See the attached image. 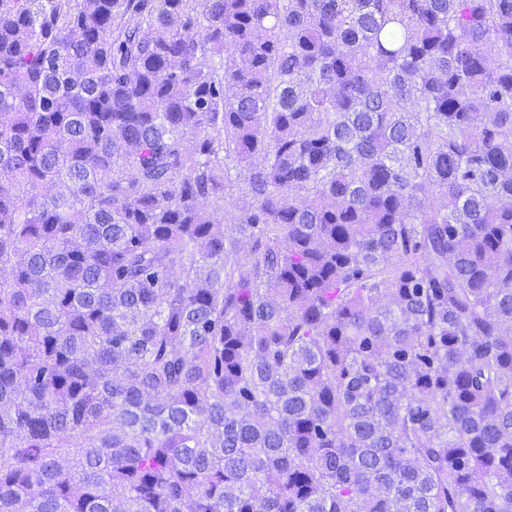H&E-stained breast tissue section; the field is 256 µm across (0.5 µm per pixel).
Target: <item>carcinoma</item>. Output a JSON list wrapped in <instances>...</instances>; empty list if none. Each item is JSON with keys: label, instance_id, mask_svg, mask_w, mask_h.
Wrapping results in <instances>:
<instances>
[{"label": "carcinoma", "instance_id": "carcinoma-1", "mask_svg": "<svg viewBox=\"0 0 512 512\" xmlns=\"http://www.w3.org/2000/svg\"><path fill=\"white\" fill-rule=\"evenodd\" d=\"M0 512H512V0H0Z\"/></svg>", "mask_w": 512, "mask_h": 512}]
</instances>
